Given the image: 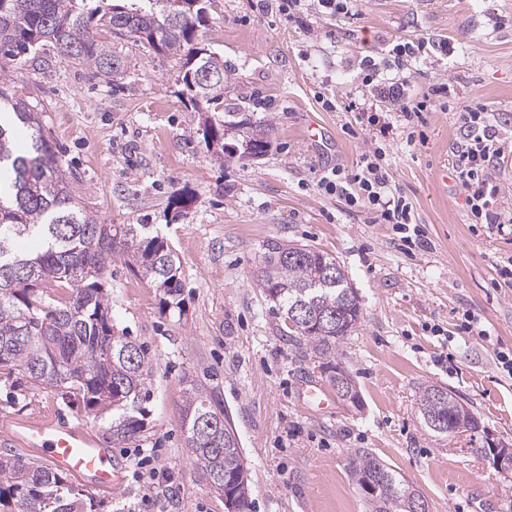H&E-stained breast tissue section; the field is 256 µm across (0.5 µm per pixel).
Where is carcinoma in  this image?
Wrapping results in <instances>:
<instances>
[{"mask_svg": "<svg viewBox=\"0 0 512 512\" xmlns=\"http://www.w3.org/2000/svg\"><path fill=\"white\" fill-rule=\"evenodd\" d=\"M205 6L198 0H0V53L20 66L34 65L44 43L71 63L108 77L124 65L99 40L101 29L132 36L150 53L182 60V81L207 105L221 104L215 89L189 81L224 59L195 43ZM10 107L0 122V370L18 372L34 385L59 387L87 405L112 411L113 443L144 431L143 401L151 367L142 346L115 334L105 299L103 274L112 257L128 253L132 268L159 292L166 309H182L181 264L175 249L148 224H104L78 201L35 106L15 100L0 81V103ZM242 133L224 138V124ZM220 159L246 152L266 154L265 131L247 117L224 113L202 130ZM37 242L30 252L14 244ZM254 280L265 297L294 323L298 342L324 360L336 379V342L361 319L358 295L336 258L305 246L290 252L280 242L265 244ZM423 417H443L463 432H480L478 419L435 387L419 395ZM230 413L200 384L184 391L181 425L185 447L199 475L218 494L233 480L242 448L224 440ZM352 476L367 512H412L420 492L399 479L385 461L366 452L352 460ZM14 500L19 512H85L83 490L68 476L11 454H0V503Z\"/></svg>", "mask_w": 512, "mask_h": 512, "instance_id": "carcinoma-1", "label": "carcinoma"}]
</instances>
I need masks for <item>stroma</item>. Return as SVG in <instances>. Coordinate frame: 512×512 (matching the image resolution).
Wrapping results in <instances>:
<instances>
[{
	"instance_id": "1",
	"label": "stroma",
	"mask_w": 512,
	"mask_h": 512,
	"mask_svg": "<svg viewBox=\"0 0 512 512\" xmlns=\"http://www.w3.org/2000/svg\"><path fill=\"white\" fill-rule=\"evenodd\" d=\"M99 38L120 56L123 79L92 77L45 46L43 63L0 57V77L27 99L61 154L76 195L106 224H149L176 250L183 311H164L155 288L118 254L105 271L112 324L142 345L152 367L145 427L112 453L120 483L88 491L92 512H227L199 476L184 444L182 395L195 381L230 412L248 463L255 512H365L350 463L363 451L383 459L429 502L430 512H512V473L479 454L483 439L433 431L418 408L421 389L456 393L482 426L512 443V378L497 348H512V289L497 263L512 257V227L472 226L451 168L461 103L483 106L512 141V0H353L349 13L300 21L253 11L250 0H207L202 43L224 59V104L201 114L178 79V64L127 35ZM423 39L428 54L396 60L394 45ZM452 56L437 51L441 42ZM385 76H407L406 94L433 87L444 103L424 113L421 142L397 133L386 159L429 244L407 255L390 225L314 184L317 171L356 165L376 148L357 129L350 102L375 100L359 76L362 57ZM335 99L327 110L323 99ZM268 121L270 147L257 160H214L197 129L227 108ZM326 141L305 138L310 123ZM307 245L336 258L362 307L336 345L361 394L360 408L335 400L306 408L303 382L328 384L321 359L287 336L280 311L257 288L261 246ZM471 314L489 337L459 333ZM444 333L432 335L431 326ZM103 435L112 416L82 398L0 374V453L40 457L12 442L5 420L44 412Z\"/></svg>"
}]
</instances>
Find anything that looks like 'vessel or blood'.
<instances>
[{
  "label": "vessel or blood",
  "instance_id": "1",
  "mask_svg": "<svg viewBox=\"0 0 512 512\" xmlns=\"http://www.w3.org/2000/svg\"><path fill=\"white\" fill-rule=\"evenodd\" d=\"M14 439L32 449L53 470L74 475L92 489L112 490L118 472L112 451L85 425L64 423L54 415H37L14 423Z\"/></svg>",
  "mask_w": 512,
  "mask_h": 512
}]
</instances>
